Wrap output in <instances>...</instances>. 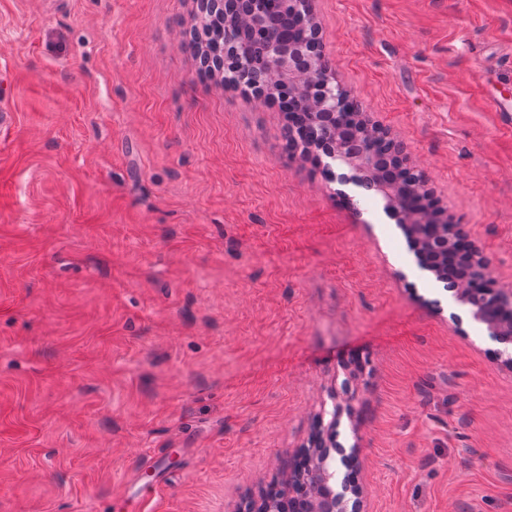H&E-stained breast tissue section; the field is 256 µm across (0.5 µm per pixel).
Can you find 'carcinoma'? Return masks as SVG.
I'll return each instance as SVG.
<instances>
[{
  "mask_svg": "<svg viewBox=\"0 0 512 512\" xmlns=\"http://www.w3.org/2000/svg\"><path fill=\"white\" fill-rule=\"evenodd\" d=\"M313 32L314 23L301 12L283 0H266L246 20L232 13L203 14L186 49L195 57L207 55L223 63V68L215 71L199 66L198 75L203 81H211L219 74L225 87L248 98L263 95L279 107L288 103V112L284 113V139L289 155L315 161L317 155L313 150L326 140L346 145L347 151L355 155L364 152L369 180L380 179L386 183L397 194L402 213L414 210L420 201L418 189L423 175L406 165L386 134L366 132L362 118L353 111V98L346 90H340L344 112L337 122L311 111L309 92L299 89L288 77H283L273 88L265 85L262 75L272 44H286L297 50L300 53L298 65L302 67L311 64L319 69H332L331 60L313 50ZM400 228L413 248L420 243L431 252L436 247H445V229L436 224H402ZM458 277L471 278L473 270L456 262L446 276L435 274L436 281L441 283ZM307 471L308 466L304 465L286 476H277L268 484L260 501L245 502L244 512H264L268 504L275 512H290L294 498L301 492V476Z\"/></svg>",
  "mask_w": 512,
  "mask_h": 512,
  "instance_id": "obj_1",
  "label": "carcinoma"
}]
</instances>
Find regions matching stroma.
<instances>
[{
	"instance_id": "obj_1",
	"label": "stroma",
	"mask_w": 512,
	"mask_h": 512,
	"mask_svg": "<svg viewBox=\"0 0 512 512\" xmlns=\"http://www.w3.org/2000/svg\"><path fill=\"white\" fill-rule=\"evenodd\" d=\"M512 288V0H313ZM195 0H0V512H239L318 428L368 512H512V368L382 195L200 81Z\"/></svg>"
}]
</instances>
